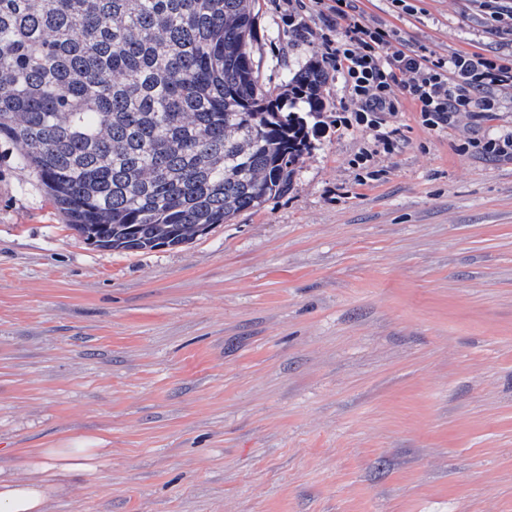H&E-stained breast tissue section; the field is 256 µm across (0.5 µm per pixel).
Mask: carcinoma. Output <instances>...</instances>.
I'll return each instance as SVG.
<instances>
[{"label": "carcinoma", "mask_w": 512, "mask_h": 512, "mask_svg": "<svg viewBox=\"0 0 512 512\" xmlns=\"http://www.w3.org/2000/svg\"><path fill=\"white\" fill-rule=\"evenodd\" d=\"M256 0H0V142L78 236L187 244L288 193L329 78L260 83Z\"/></svg>", "instance_id": "cac0c4a2"}]
</instances>
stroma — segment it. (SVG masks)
Listing matches in <instances>:
<instances>
[{"instance_id": "obj_1", "label": "stroma", "mask_w": 512, "mask_h": 512, "mask_svg": "<svg viewBox=\"0 0 512 512\" xmlns=\"http://www.w3.org/2000/svg\"><path fill=\"white\" fill-rule=\"evenodd\" d=\"M410 46L512 52L478 0H362ZM259 0L261 82L321 57ZM291 190L179 248L79 237L0 144V478L98 448L44 512H512V130L337 127L338 76ZM369 149L368 168L353 158ZM464 145L466 152L512 161V131L483 139L470 138Z\"/></svg>"}]
</instances>
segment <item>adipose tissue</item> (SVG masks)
<instances>
[{
    "mask_svg": "<svg viewBox=\"0 0 512 512\" xmlns=\"http://www.w3.org/2000/svg\"><path fill=\"white\" fill-rule=\"evenodd\" d=\"M93 453L88 448H42L29 456L26 467L45 473L40 483L0 482V512H43L47 494L57 477L89 473Z\"/></svg>",
    "mask_w": 512,
    "mask_h": 512,
    "instance_id": "1",
    "label": "adipose tissue"
}]
</instances>
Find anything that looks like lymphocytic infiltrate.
I'll return each instance as SVG.
<instances>
[{"label":"lymphocytic infiltrate","mask_w":512,"mask_h":512,"mask_svg":"<svg viewBox=\"0 0 512 512\" xmlns=\"http://www.w3.org/2000/svg\"><path fill=\"white\" fill-rule=\"evenodd\" d=\"M307 13L329 11L341 28L324 39L325 59L340 76L349 104L337 125L369 129L375 144L394 148L386 116L411 105L431 130L453 125L459 113L490 117L502 99L512 98V57L454 52L441 57L407 45L387 24L367 18L358 0H309Z\"/></svg>","instance_id":"obj_1"}]
</instances>
